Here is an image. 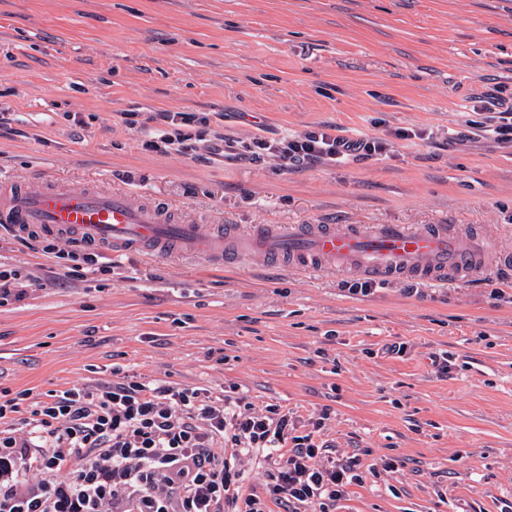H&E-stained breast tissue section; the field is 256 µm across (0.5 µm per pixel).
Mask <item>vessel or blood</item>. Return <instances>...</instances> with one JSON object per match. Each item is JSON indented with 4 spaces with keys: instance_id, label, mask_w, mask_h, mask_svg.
<instances>
[{
    "instance_id": "obj_1",
    "label": "vessel or blood",
    "mask_w": 512,
    "mask_h": 512,
    "mask_svg": "<svg viewBox=\"0 0 512 512\" xmlns=\"http://www.w3.org/2000/svg\"><path fill=\"white\" fill-rule=\"evenodd\" d=\"M0 224L20 236L69 239L116 257L189 256L219 266L252 260L426 284L468 279L484 267L482 249L462 247L448 224L222 226L177 218L158 199L93 184L48 182L34 190L1 176Z\"/></svg>"
}]
</instances>
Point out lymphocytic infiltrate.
<instances>
[{"label":"lymphocytic infiltrate","instance_id":"f902f5d3","mask_svg":"<svg viewBox=\"0 0 512 512\" xmlns=\"http://www.w3.org/2000/svg\"><path fill=\"white\" fill-rule=\"evenodd\" d=\"M488 113L495 141L512 147V100L491 90L477 98ZM162 143L190 150L186 127L208 125L206 112H160ZM419 128H399L391 137L342 133L333 126L315 131L258 136L247 144L225 140L228 158L271 157L283 167L336 164L390 152L394 140L425 139ZM47 436L35 445L0 431V512H266L274 500L282 512L312 506L335 512L349 486L361 483L356 458L330 459L325 443L298 433L288 414L272 407L225 400L214 405L202 390L117 381L95 391L74 387L33 410ZM230 454L217 451L220 439ZM265 451L266 497L241 496L233 461ZM74 475L57 478L61 467ZM40 473L25 484L28 473Z\"/></svg>","mask_w":512,"mask_h":512}]
</instances>
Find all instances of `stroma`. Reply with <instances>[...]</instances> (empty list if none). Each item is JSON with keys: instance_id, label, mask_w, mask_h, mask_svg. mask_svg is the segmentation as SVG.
<instances>
[{"instance_id": "stroma-1", "label": "stroma", "mask_w": 512, "mask_h": 512, "mask_svg": "<svg viewBox=\"0 0 512 512\" xmlns=\"http://www.w3.org/2000/svg\"><path fill=\"white\" fill-rule=\"evenodd\" d=\"M488 87L512 97V0H0L13 128L0 175L127 189L211 224H453L463 245L476 235L512 254V148L469 109ZM159 111L211 113L190 129L210 152L145 150L141 122ZM324 124L428 138L341 166L223 156L228 138ZM69 246L0 230V264L30 282L0 305V398L27 395L16 435L49 396L130 375L320 423L332 457H358L363 473L336 512H512L501 272L381 280L366 296L345 287L355 272L180 257L70 279L56 256ZM392 343L404 353L383 354Z\"/></svg>"}]
</instances>
